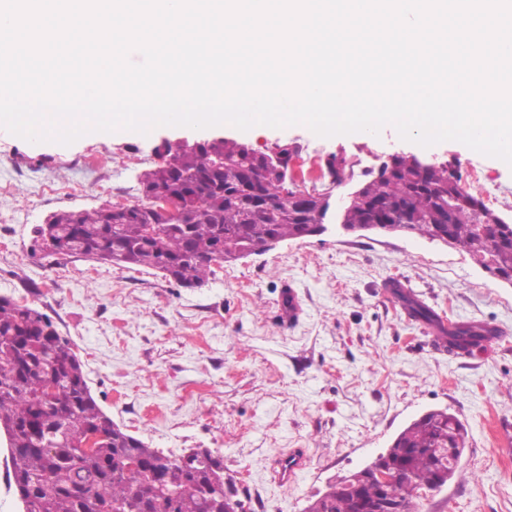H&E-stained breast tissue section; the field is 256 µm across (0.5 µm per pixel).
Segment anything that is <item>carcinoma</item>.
Returning <instances> with one entry per match:
<instances>
[{"mask_svg": "<svg viewBox=\"0 0 512 512\" xmlns=\"http://www.w3.org/2000/svg\"><path fill=\"white\" fill-rule=\"evenodd\" d=\"M158 162L138 176L137 203L115 211L54 214L33 228V250L156 270L183 288H197L212 265L237 261L244 246L260 247L314 234L328 206L321 190H308L275 165L269 154L236 139L196 148L160 145ZM331 183L353 181L344 156L323 163ZM446 162L392 154L371 178L352 186L343 223L353 228L405 217L403 232L447 238L495 279H512V222L503 223L460 187ZM157 196L185 200L170 220L149 208ZM405 309L434 326L438 318L409 296ZM484 327L442 329L448 351L478 344ZM9 436V476L27 512H228L224 462L198 453L183 466L122 430L102 411L69 341L45 313L0 298V430ZM464 423L448 410L425 413L392 441L391 512H417L414 499L454 477L467 448ZM380 499L376 481L349 475L312 500L305 512H362Z\"/></svg>", "mask_w": 512, "mask_h": 512, "instance_id": "cac0c4a2", "label": "carcinoma"}]
</instances>
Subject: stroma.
Returning <instances> with one entry per match:
<instances>
[{
    "instance_id": "stroma-1",
    "label": "stroma",
    "mask_w": 512,
    "mask_h": 512,
    "mask_svg": "<svg viewBox=\"0 0 512 512\" xmlns=\"http://www.w3.org/2000/svg\"><path fill=\"white\" fill-rule=\"evenodd\" d=\"M217 135L262 151L317 147L353 164L355 182L381 158L413 154L458 168L461 183L512 219V166L457 141L430 147L387 128L368 139L321 137L303 125L92 132L74 143H31L0 128V296L25 290L83 364L100 408L122 429L171 456L208 449L243 491L247 512H304L309 499L361 469L422 413L447 408L468 430L460 470L416 501L418 512H512V286L466 253L418 235L327 231L215 265L199 288L154 270L31 249V229L56 212L136 202L137 177L162 140ZM436 314L500 328L491 348H431L427 324L409 318L391 282ZM295 292L292 322L281 302ZM310 465L278 485L269 468L292 449Z\"/></svg>"
}]
</instances>
